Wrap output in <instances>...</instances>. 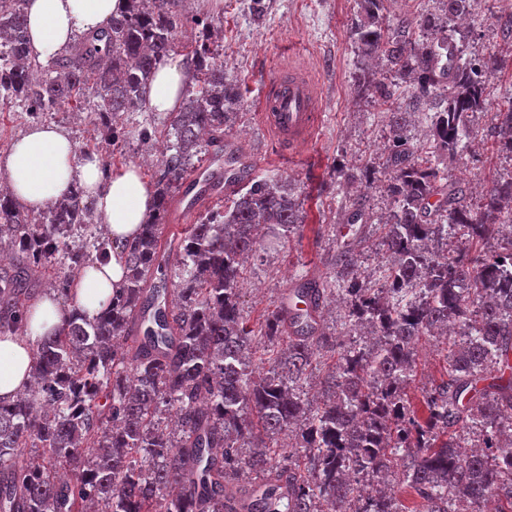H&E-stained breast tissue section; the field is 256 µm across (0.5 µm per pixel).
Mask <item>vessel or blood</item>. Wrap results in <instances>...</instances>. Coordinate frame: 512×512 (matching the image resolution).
<instances>
[{"mask_svg": "<svg viewBox=\"0 0 512 512\" xmlns=\"http://www.w3.org/2000/svg\"><path fill=\"white\" fill-rule=\"evenodd\" d=\"M320 97V84L301 63H285L265 78L257 102L258 117L280 155L295 154L312 143L322 126ZM259 170L253 158L233 142H225L223 153L210 154L185 181L175 205L177 223H189L203 203L231 193L242 182L256 178Z\"/></svg>", "mask_w": 512, "mask_h": 512, "instance_id": "obj_1", "label": "vessel or blood"}]
</instances>
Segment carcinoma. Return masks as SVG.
Returning a JSON list of instances; mask_svg holds the SVG:
<instances>
[{
  "mask_svg": "<svg viewBox=\"0 0 512 512\" xmlns=\"http://www.w3.org/2000/svg\"><path fill=\"white\" fill-rule=\"evenodd\" d=\"M28 2L0 0V43L14 52L0 98L41 118L78 97L95 139L106 127L118 140L174 49L182 0H128L44 63L31 46ZM384 2L357 0L359 52L383 61L428 111L397 105L386 115L391 203L380 246L391 262L378 288L363 286L360 253L347 244L333 272L301 292L310 308L248 324L240 279L261 250L259 228L286 237L309 219L296 185L277 175L162 240L193 158L223 146L240 99L205 42L186 47L192 82L160 132L155 205L134 240L115 247L87 230L74 249L56 238L65 219L92 225L78 184L46 211L0 193V248L13 250L0 263V336L25 335L41 296L35 275L52 262L67 267L54 288L67 301L77 274L112 249L126 269L99 317L73 306L35 342L29 386L0 403V512H512V234L498 236L493 253L482 249L502 213L512 223V169L475 200L446 165L469 148L495 60L476 62L448 37L473 0H441L415 30L387 20ZM414 115L429 132L420 146L407 134ZM494 120L499 151L512 158V89ZM344 223L371 217L355 201ZM338 300L344 325L369 328L370 340L340 347L325 330ZM445 327L455 330L447 367L419 412L405 392L417 344ZM328 353L315 401L304 383ZM286 432L298 441L293 454L278 444ZM462 432L481 444L461 451Z\"/></svg>",
  "mask_w": 512,
  "mask_h": 512,
  "instance_id": "obj_1",
  "label": "carcinoma"
}]
</instances>
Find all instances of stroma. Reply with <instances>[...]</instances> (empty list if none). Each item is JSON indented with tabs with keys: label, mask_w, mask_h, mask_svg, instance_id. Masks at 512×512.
<instances>
[{
	"label": "stroma",
	"mask_w": 512,
	"mask_h": 512,
	"mask_svg": "<svg viewBox=\"0 0 512 512\" xmlns=\"http://www.w3.org/2000/svg\"><path fill=\"white\" fill-rule=\"evenodd\" d=\"M245 0H192L186 15L207 13L224 30L215 43L224 60V70L237 81L242 100L227 130L228 138L244 144L261 159L262 173L290 178L302 189L304 208L320 213L326 229L315 235L310 227L300 228L288 243L260 252L243 273L242 310L252 324L264 313L278 308L282 292L293 277L303 273L311 278L327 276L340 244L353 240L350 231L340 229V198L363 197L372 221L364 225L359 248L360 273L365 280L378 276L389 257L377 247L383 215L389 200L382 188L359 191L353 177L367 162H382L387 144L384 121L386 107L380 99L359 100L354 81L364 67L353 52L352 26L355 0H269L262 25L251 22ZM512 22V0H479L471 19L461 24L469 57H495L500 71L489 86V102L497 104L505 87L512 84V46L499 37L501 25ZM303 58L324 87V121L316 141L296 157L266 164L273 146L261 129L255 113L262 80L288 57ZM491 114L475 120L470 150L451 169L464 178L474 195L491 186L494 171L512 167V159L495 147ZM351 174V182L337 185L336 172ZM446 365L442 344L426 337L417 347L416 374L408 394L419 400L423 390L438 380Z\"/></svg>",
	"instance_id": "35a3bbf8"
}]
</instances>
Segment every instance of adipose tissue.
<instances>
[{
    "mask_svg": "<svg viewBox=\"0 0 512 512\" xmlns=\"http://www.w3.org/2000/svg\"><path fill=\"white\" fill-rule=\"evenodd\" d=\"M127 0H30L28 23L33 48L40 58L60 52L76 33L96 28L125 9ZM191 79L183 57L170 58L144 89L152 112L175 110L182 89ZM13 196L40 211L52 205L72 185H81L95 201L113 238L133 237L152 205L153 192L139 167L128 165L104 177L97 157L78 158L70 138L54 126H40L18 138L5 163ZM123 278L119 258L85 269L74 290L78 306L88 315L102 312ZM64 308L45 297L34 309L25 337L0 339V400L11 401L28 385L32 347L38 337L61 325Z\"/></svg>",
    "mask_w": 512,
    "mask_h": 512,
    "instance_id": "adipose-tissue-1",
    "label": "adipose tissue"
}]
</instances>
